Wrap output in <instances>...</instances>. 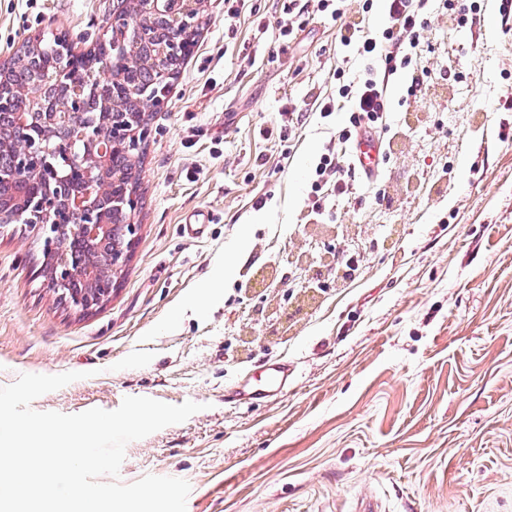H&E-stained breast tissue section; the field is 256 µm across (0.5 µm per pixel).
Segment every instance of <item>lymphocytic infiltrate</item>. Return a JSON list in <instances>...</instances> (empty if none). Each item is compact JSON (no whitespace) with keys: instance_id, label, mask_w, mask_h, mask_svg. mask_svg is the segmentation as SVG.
I'll list each match as a JSON object with an SVG mask.
<instances>
[{"instance_id":"1","label":"lymphocytic infiltrate","mask_w":512,"mask_h":512,"mask_svg":"<svg viewBox=\"0 0 512 512\" xmlns=\"http://www.w3.org/2000/svg\"><path fill=\"white\" fill-rule=\"evenodd\" d=\"M428 0H385L389 25L381 36L361 35L360 22L350 15L345 0H284L280 34L292 36L295 24L305 13H330L339 24L338 38L342 47L354 49L360 55L380 60V67H367L359 80L339 84L336 95L322 99L318 105L321 114L331 115L340 101L351 104V128L341 131L336 151L321 156L312 183L308 206L311 212L320 214L326 209L322 194L324 186H332L337 197H350L354 190L356 169L349 153L350 144L358 139L366 128H381V120L387 103V87L390 76L411 71V90L423 84L422 75L413 68L425 28L424 10Z\"/></svg>"}]
</instances>
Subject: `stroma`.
Wrapping results in <instances>:
<instances>
[{
  "label": "stroma",
  "mask_w": 512,
  "mask_h": 512,
  "mask_svg": "<svg viewBox=\"0 0 512 512\" xmlns=\"http://www.w3.org/2000/svg\"><path fill=\"white\" fill-rule=\"evenodd\" d=\"M282 0L207 20L147 122L138 230L98 309L60 302L39 274L44 234L0 226V386L80 380L40 412L117 409L145 396L203 409L130 442L119 479L187 480L186 512H512V26L501 0H431L407 96L390 81L388 160L352 199L307 198L349 114L316 110L354 77L330 16L280 35ZM112 0H0V62L32 32L104 41ZM299 113L285 126V109ZM208 226L204 237L183 224ZM245 252L220 269L235 244ZM358 259L337 279L324 256ZM210 301L195 311L200 291ZM285 358L276 399L226 402L243 371Z\"/></svg>",
  "instance_id": "obj_1"
}]
</instances>
